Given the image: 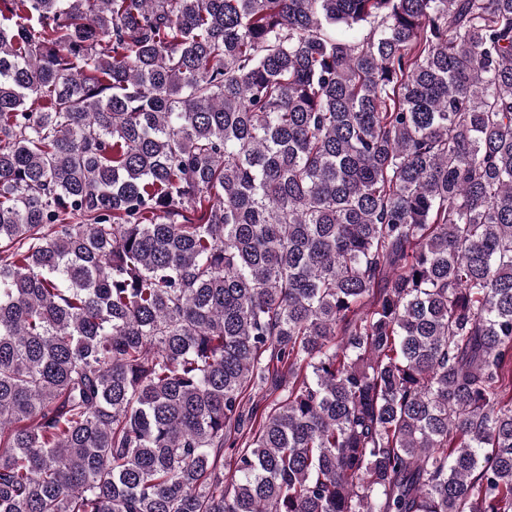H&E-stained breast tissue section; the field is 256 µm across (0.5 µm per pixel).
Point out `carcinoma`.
<instances>
[{
  "label": "carcinoma",
  "instance_id": "carcinoma-1",
  "mask_svg": "<svg viewBox=\"0 0 512 512\" xmlns=\"http://www.w3.org/2000/svg\"><path fill=\"white\" fill-rule=\"evenodd\" d=\"M0 512H512V0H0Z\"/></svg>",
  "mask_w": 512,
  "mask_h": 512
}]
</instances>
